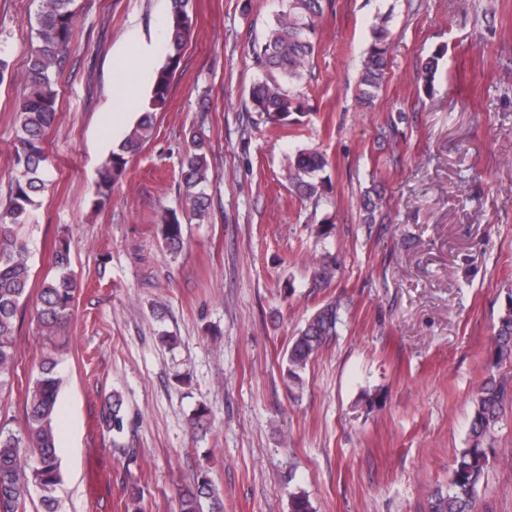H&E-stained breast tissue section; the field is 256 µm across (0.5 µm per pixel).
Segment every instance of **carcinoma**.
Listing matches in <instances>:
<instances>
[{
  "label": "carcinoma",
  "mask_w": 512,
  "mask_h": 512,
  "mask_svg": "<svg viewBox=\"0 0 512 512\" xmlns=\"http://www.w3.org/2000/svg\"><path fill=\"white\" fill-rule=\"evenodd\" d=\"M76 0H32L35 27L27 51L25 88L16 105L18 139L14 146V166L18 172L5 207L0 209V394L12 389L18 316L30 294L32 271L29 241L21 233L27 217L36 206L35 198L45 188L47 153L44 147L48 129L58 112V80L64 57L74 34ZM328 0H286L266 36L252 42L253 62L262 71L254 84L251 107L270 128L284 127L291 116L304 109L301 93L290 89L299 83L310 64L317 31ZM193 27L192 0H172L166 32L165 63L152 77L151 95L141 106L136 125L120 141L98 170L94 206L102 209L112 198V186L123 176L129 157L138 153L150 137L156 113L169 102L170 85L178 69ZM372 41L363 60L359 79V104L369 107L386 79V57L390 31L386 23L373 27ZM439 50L426 57L417 68V80L431 95L435 89ZM192 148L181 167L182 209L162 214L156 234L165 247L178 253L184 247L183 221L204 220L209 198L205 187L210 181L206 149L201 133L191 136ZM329 165L319 152L300 150L288 159L286 178L301 199L317 202L327 198L330 186L319 176ZM361 208L365 224L377 223L382 216L380 194H365ZM56 275L46 278L37 289L36 312L42 335L50 340L70 322L80 282L70 269L71 242L66 234L57 235L51 249ZM338 260L328 252L314 267L312 281L326 288L336 277ZM341 302L329 300L320 306L288 345L284 375L296 390L304 385L303 374L322 348L336 335ZM512 363V295L499 317L487 361L489 375L479 386L473 401L466 447L453 460L445 490L428 497L427 512H473V502L485 469L490 464L491 432L502 420L506 402H512V374L498 373L501 365ZM58 362L44 357L38 377L24 389L22 423L12 428L0 421V512H28L30 486L40 490L41 512H57V487L61 481L56 445V418L61 380ZM123 401L112 394L103 420L115 433L124 430ZM207 409L200 406L188 416L194 434L207 430ZM208 500L211 512H224V502L209 472L197 470L188 485L179 490L180 512H203Z\"/></svg>",
  "instance_id": "carcinoma-1"
}]
</instances>
